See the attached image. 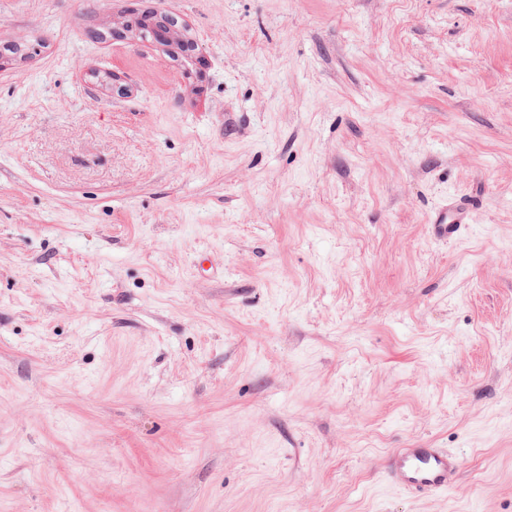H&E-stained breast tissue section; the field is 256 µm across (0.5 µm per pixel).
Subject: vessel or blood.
<instances>
[{
    "label": "vessel or blood",
    "instance_id": "obj_1",
    "mask_svg": "<svg viewBox=\"0 0 512 512\" xmlns=\"http://www.w3.org/2000/svg\"><path fill=\"white\" fill-rule=\"evenodd\" d=\"M469 222V212L453 205L435 211L432 231L435 239L458 237ZM461 454L445 448L416 445L394 449L381 471L383 483L412 494L436 495L453 486L462 466Z\"/></svg>",
    "mask_w": 512,
    "mask_h": 512
}]
</instances>
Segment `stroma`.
I'll use <instances>...</instances> for the list:
<instances>
[{
    "label": "stroma",
    "mask_w": 512,
    "mask_h": 512,
    "mask_svg": "<svg viewBox=\"0 0 512 512\" xmlns=\"http://www.w3.org/2000/svg\"><path fill=\"white\" fill-rule=\"evenodd\" d=\"M157 3L0 0V512H512V0ZM173 14L175 13L164 10H160L157 14L158 22L166 30L165 37L167 43L169 44V46L163 47L166 50L184 43L188 38L189 29L185 23L179 27L172 24ZM433 236L437 240L457 238L469 224V212L453 205H444L435 211L431 223ZM462 462V455L448 448H395L386 458L381 481L412 494H443L453 486Z\"/></svg>",
    "instance_id": "obj_1"
}]
</instances>
